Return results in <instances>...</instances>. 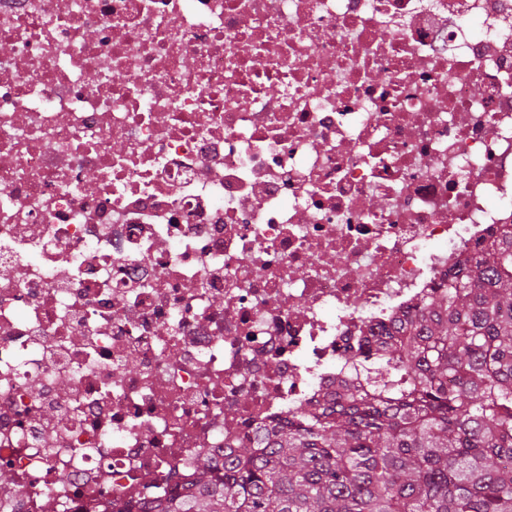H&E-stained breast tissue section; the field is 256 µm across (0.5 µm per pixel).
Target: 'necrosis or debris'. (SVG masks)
Returning <instances> with one entry per match:
<instances>
[{
  "mask_svg": "<svg viewBox=\"0 0 512 512\" xmlns=\"http://www.w3.org/2000/svg\"><path fill=\"white\" fill-rule=\"evenodd\" d=\"M504 224L512 0H0V512H148Z\"/></svg>",
  "mask_w": 512,
  "mask_h": 512,
  "instance_id": "4bbe7bcc",
  "label": "necrosis or debris"
}]
</instances>
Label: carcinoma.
Wrapping results in <instances>:
<instances>
[{
  "instance_id": "1",
  "label": "carcinoma",
  "mask_w": 512,
  "mask_h": 512,
  "mask_svg": "<svg viewBox=\"0 0 512 512\" xmlns=\"http://www.w3.org/2000/svg\"><path fill=\"white\" fill-rule=\"evenodd\" d=\"M324 404L198 461L150 512H512V224L393 332L362 336Z\"/></svg>"
}]
</instances>
